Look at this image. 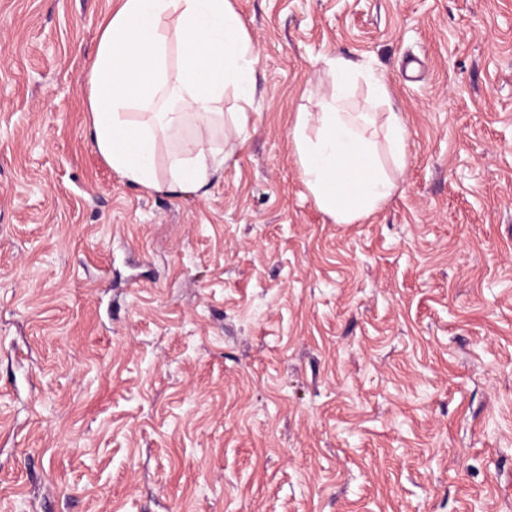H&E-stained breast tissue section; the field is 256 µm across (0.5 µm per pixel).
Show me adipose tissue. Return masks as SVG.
Returning a JSON list of instances; mask_svg holds the SVG:
<instances>
[{"label":"adipose tissue","instance_id":"obj_1","mask_svg":"<svg viewBox=\"0 0 512 512\" xmlns=\"http://www.w3.org/2000/svg\"><path fill=\"white\" fill-rule=\"evenodd\" d=\"M259 55L230 0H120L105 20L86 79L88 130L97 152L129 184L150 192L206 195L229 158L214 138L217 112L232 89L234 133L247 135ZM335 91L318 112L299 113L291 136L302 179L336 223L368 216L396 183L380 165L366 131L371 118L348 109L364 77L386 96L383 72L331 62ZM194 121L189 138L179 133ZM167 166L159 168L158 154Z\"/></svg>","mask_w":512,"mask_h":512}]
</instances>
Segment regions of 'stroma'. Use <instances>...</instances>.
<instances>
[{"label":"stroma","instance_id":"obj_1","mask_svg":"<svg viewBox=\"0 0 512 512\" xmlns=\"http://www.w3.org/2000/svg\"><path fill=\"white\" fill-rule=\"evenodd\" d=\"M253 125L207 195L86 136L119 0H0V512H512V0H231ZM409 130L336 223L290 131L331 59Z\"/></svg>","mask_w":512,"mask_h":512}]
</instances>
